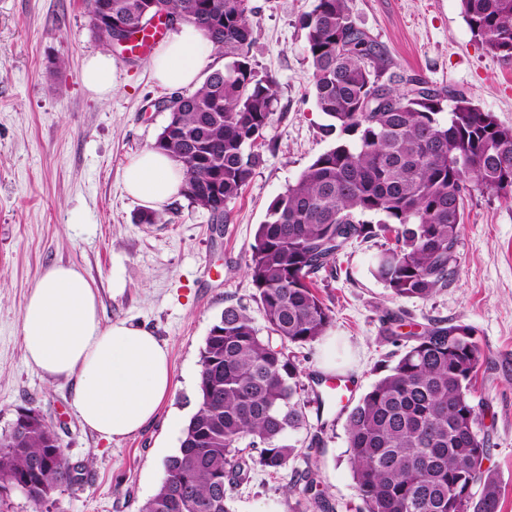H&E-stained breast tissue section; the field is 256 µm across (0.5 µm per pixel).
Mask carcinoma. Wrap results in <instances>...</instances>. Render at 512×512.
Returning <instances> with one entry per match:
<instances>
[{"label": "carcinoma", "mask_w": 512, "mask_h": 512, "mask_svg": "<svg viewBox=\"0 0 512 512\" xmlns=\"http://www.w3.org/2000/svg\"><path fill=\"white\" fill-rule=\"evenodd\" d=\"M474 36L512 60V0H461ZM91 32L113 48L111 22L143 33L162 12L169 29L191 23L224 66L182 95L153 148L182 165L181 195L228 222L230 204L263 162L276 112L275 81L250 59L251 0H90ZM305 31L316 107L333 145L274 199L247 263L267 335L248 310L229 305L201 352L196 411L162 483L139 512H230L255 466L277 473L299 455L289 433L308 426L292 347L324 336L332 310L313 291L350 240L392 239L371 273L397 298L427 300L448 282L470 188L498 192L512 180V129L459 92L423 80L401 90L384 54L355 27L348 0H314ZM387 373L347 410L356 512H499V476L483 468L489 448L474 430L469 395L483 352L457 324L390 337ZM46 424L18 417L0 435V484L20 481L39 505L79 478L58 459ZM294 512H337L310 461Z\"/></svg>", "instance_id": "cac0c4a2"}]
</instances>
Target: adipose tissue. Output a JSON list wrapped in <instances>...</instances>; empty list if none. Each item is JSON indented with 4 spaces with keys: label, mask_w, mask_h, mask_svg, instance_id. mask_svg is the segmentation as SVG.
<instances>
[{
    "label": "adipose tissue",
    "mask_w": 512,
    "mask_h": 512,
    "mask_svg": "<svg viewBox=\"0 0 512 512\" xmlns=\"http://www.w3.org/2000/svg\"><path fill=\"white\" fill-rule=\"evenodd\" d=\"M210 62V46L183 23L153 60L167 87L197 84ZM183 169L168 154L148 149L124 171L126 191L156 209L176 197ZM25 361L47 378L72 382L70 405L83 425L112 440L152 424L173 389L169 351L144 324L103 322L93 283L76 266L47 267L29 293L21 316Z\"/></svg>",
    "instance_id": "adipose-tissue-1"
}]
</instances>
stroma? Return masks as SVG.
Listing matches in <instances>:
<instances>
[{
    "instance_id": "1",
    "label": "stroma",
    "mask_w": 512,
    "mask_h": 512,
    "mask_svg": "<svg viewBox=\"0 0 512 512\" xmlns=\"http://www.w3.org/2000/svg\"><path fill=\"white\" fill-rule=\"evenodd\" d=\"M257 8L250 56L259 75L276 81L277 110L263 162L232 203V219L213 223L182 196L161 209L162 222L124 190L125 167L150 148L168 121L149 111L170 96L157 85L151 56L113 54L115 88L102 100L82 84L84 60L102 45L88 26L89 0H0V434L19 414L38 413L52 427L80 483L34 506L23 494L0 496V512H139L164 478V461L180 446L196 410L201 352L226 306L265 321L247 274L258 224L270 202L295 183L332 140L315 104L297 17L312 0H252ZM353 24L384 52L388 71L469 97L512 128V61L488 52L464 20L461 0H348ZM384 239L348 241L333 275L317 293L331 308L325 339L295 348L308 418L326 395L320 364L331 352L336 371L355 385L354 406L383 376L393 351L382 328L388 313L424 326H468L484 353L470 401L475 431L488 439L485 468L502 480L501 512H512V200L473 190L446 287L427 300L396 298L371 273ZM75 265L96 286L103 320L128 319L167 345L174 391L143 431L106 440L86 429L69 406L71 382L44 377L22 355L25 298L50 265ZM345 408L316 454L333 503L353 504ZM302 459L269 474L255 468L231 512H290L289 488Z\"/></svg>"
}]
</instances>
